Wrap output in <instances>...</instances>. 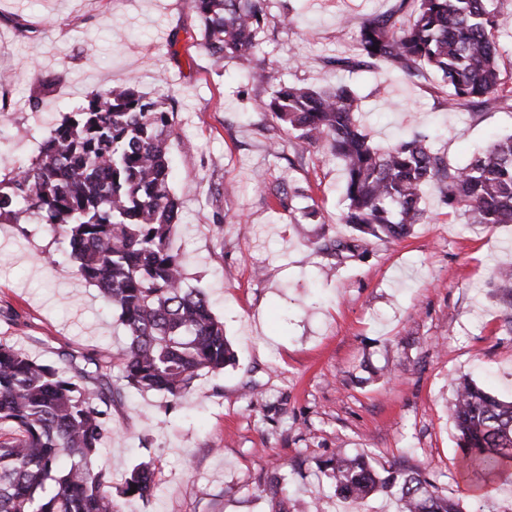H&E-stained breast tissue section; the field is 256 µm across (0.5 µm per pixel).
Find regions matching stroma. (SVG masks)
<instances>
[{"mask_svg": "<svg viewBox=\"0 0 512 512\" xmlns=\"http://www.w3.org/2000/svg\"><path fill=\"white\" fill-rule=\"evenodd\" d=\"M393 3L267 0L258 53L219 68L188 42L200 27L191 0H0V72L10 76L0 97L11 104L0 112L1 175L29 162L92 91L135 77L175 102L171 246L186 286L204 291L223 321L235 361L196 380L171 410L160 394L122 388L93 466L117 487L135 465H156L151 496L124 512H270L275 475L286 478L289 507L324 492L326 512H396L383 493L357 508L329 496L319 463L339 451L379 470L423 471L464 512H512V482L483 492L463 478L448 412L461 378L512 399V334L489 286L512 264V224H467L430 192L427 220L408 236L372 240L337 262L325 244L356 235L342 221L340 162L250 108L269 94L254 74L273 68L292 84L352 87L376 145L421 132L461 165L512 132V100L453 115L436 73L327 65L353 54L363 17ZM38 77L50 91L34 110ZM263 179L299 189L292 210L266 197ZM0 339L55 363L63 351L116 349L126 331L54 229L23 219L0 223Z\"/></svg>", "mask_w": 512, "mask_h": 512, "instance_id": "35a3bbf8", "label": "stroma"}]
</instances>
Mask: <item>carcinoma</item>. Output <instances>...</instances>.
Masks as SVG:
<instances>
[{
	"label": "carcinoma",
	"mask_w": 512,
	"mask_h": 512,
	"mask_svg": "<svg viewBox=\"0 0 512 512\" xmlns=\"http://www.w3.org/2000/svg\"><path fill=\"white\" fill-rule=\"evenodd\" d=\"M264 3L192 0L199 37L215 62L254 54L267 25ZM505 26L498 0H395L389 13L361 22L355 55L328 63L344 71L384 63L410 78L434 71L448 87V108L493 112L512 99L498 67L497 33ZM259 81L273 92L253 99V111L342 163L343 223L358 237L335 243L336 255L371 237L407 236L426 219L429 190L449 209L463 210L469 224H512V133L458 166L419 133L372 145L357 125L361 100L346 85L315 90L285 83L275 71ZM174 127L166 99L143 94L132 78L90 93L29 163L0 179V221L28 214L59 231L78 275L120 309L127 330L126 343L112 353L87 352L79 364L61 353L63 367L0 341V512H122L115 497L150 495L151 463L135 466L115 490L109 474L92 465L112 439L120 389L112 386L111 367H120L125 385L175 403L203 374L234 361L223 322L202 291L185 286L182 258L170 245L180 210L168 147ZM267 191L281 209H292L286 184ZM492 287L512 333V265L494 271ZM450 411L469 481L481 488L512 476V401L463 379ZM322 469L334 495L353 502L381 490L395 497L399 512H463L419 470L380 473L364 456L341 454Z\"/></svg>",
	"instance_id": "cac0c4a2"
}]
</instances>
